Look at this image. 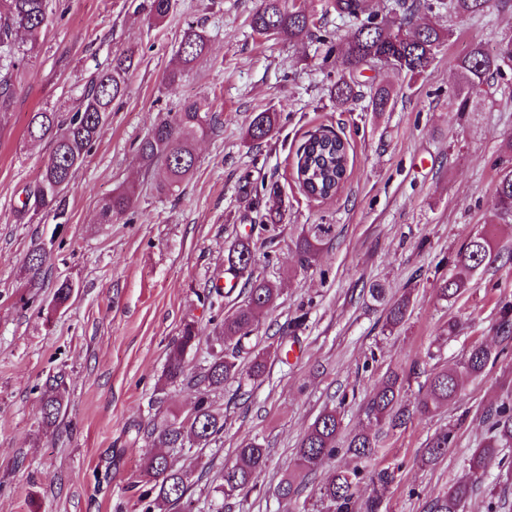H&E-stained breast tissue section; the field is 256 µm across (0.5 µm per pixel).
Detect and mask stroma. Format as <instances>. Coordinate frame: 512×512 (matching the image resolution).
<instances>
[{
  "label": "stroma",
  "instance_id": "35a3bbf8",
  "mask_svg": "<svg viewBox=\"0 0 512 512\" xmlns=\"http://www.w3.org/2000/svg\"><path fill=\"white\" fill-rule=\"evenodd\" d=\"M149 2L49 0L53 23L0 119V512H142L141 467L156 450L149 431L185 417L197 396L187 384L158 392L170 344L184 323L195 322L202 334L189 366L207 360L215 326L244 302L245 283L225 288L215 307L203 305L201 295L223 279L231 244L271 209L283 218L266 232L253 268L280 289L252 333L266 372L213 395L224 415L216 443L167 453L189 477L193 508L208 512L225 466L244 439L256 437L270 450L257 487L224 512H329L320 488L332 471L353 467L343 452L303 480L297 499L273 494L316 416L339 408L340 436L348 438L365 424L364 405L387 372L407 375L401 397L412 408L433 369L472 346L492 347L499 358L466 379L454 401L413 415L405 427L375 430L380 450L367 468H393L395 479L380 490L361 485L358 500L377 494L381 512H430L438 493L467 478L469 460L488 436L487 409L512 395V340L501 328V308L512 305V218L493 208L497 175L512 167L504 143L512 135V99L502 94L512 71L494 78L470 111L456 109L457 61L473 46L492 53L512 37V9L493 6L478 18L419 10L416 23L452 29L451 41L415 79L384 67L358 71L361 95L340 108L330 90L352 28L324 15L325 0H304L316 36L298 42L253 32L250 17L261 0H175L158 26ZM192 24L209 35L210 57L164 88L162 74ZM126 49L135 52L128 93L64 190L63 217L22 214L51 147L26 139L31 113L71 110L93 72ZM383 85L394 99L387 111H372L370 98ZM194 96L210 100L223 127L194 142L197 164L182 193L159 195L160 168L140 164L136 147ZM265 111L279 113L278 128L266 141L246 144V126ZM322 128L348 140L349 166L335 197L314 200L299 187L295 162L300 145ZM273 182L276 197L267 192ZM127 186L138 192L134 206L101 223L102 203ZM306 224L333 227L308 263L295 248ZM479 233L494 236L499 259L478 269L461 296L442 299L440 280ZM39 244L50 256L34 281L26 261ZM65 279L74 292L56 311L53 295ZM375 283L388 298L411 295L406 323L390 334L369 295ZM300 315L303 325L292 329ZM59 377L63 412L48 427L42 395ZM448 428L455 440L445 455L422 463L429 439ZM501 455L502 466L488 470L465 512H495L493 488L506 500L496 512H512V448Z\"/></svg>",
  "mask_w": 512,
  "mask_h": 512
}]
</instances>
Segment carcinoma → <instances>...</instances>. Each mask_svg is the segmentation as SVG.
I'll return each instance as SVG.
<instances>
[{
  "label": "carcinoma",
  "instance_id": "1",
  "mask_svg": "<svg viewBox=\"0 0 512 512\" xmlns=\"http://www.w3.org/2000/svg\"><path fill=\"white\" fill-rule=\"evenodd\" d=\"M490 0H438V4L454 12L471 17L482 16ZM421 0H393L389 20L379 22L366 16V0H329L328 7L336 16L353 26L347 47L337 58L342 76L331 89L337 103L344 105L358 96L355 73L362 67L385 65L390 59L399 70L410 76L421 75L434 60L440 48L449 41L452 31L433 25L418 26L414 22ZM50 22L48 0H0V114L10 111L15 86L13 73L22 63L33 58L39 47L41 33ZM251 28L261 35H276L288 40H302L313 36V20L306 11L296 7L292 0H262L250 19ZM209 40L202 30L192 25L184 31L177 51L176 66L165 70L163 83L167 87L179 84L185 74L207 60ZM133 52L115 53L112 63L98 71L81 95L78 108L73 112L43 109L33 113L25 137L31 141L52 140V149L39 170L38 178L22 201L21 211L50 214L58 210L59 197L71 181L76 170L86 161L108 121L112 106L123 99L128 91ZM512 69V38L502 41L494 54L475 46L459 59L457 70L463 94L459 97L458 112L468 111L470 102L480 98L490 79ZM393 99L392 91L376 89L371 97L375 112L387 110ZM279 121L276 112H259L250 121L246 137L252 142L267 139ZM217 117L206 98L187 99L178 110L160 119L136 147L138 158L147 165L159 164L163 178L156 183L158 194L177 196L193 173L196 157L192 142L216 129ZM348 165L347 143L336 133H314L297 151L296 174L305 194L314 199H327L336 194L343 183ZM136 200L133 187L116 191L101 205L100 223L110 224L112 219L125 214ZM494 208L502 216H512V168L503 169L494 188ZM332 233L330 224H311L298 236L295 247L309 261L322 249ZM264 242L249 235L235 241L224 262V275L233 279L246 278L247 296L244 303L224 316L220 323L218 347L212 350L210 360L197 371H190L187 355L196 346L198 327L186 323L180 336L174 340L164 373L165 382H188L198 388L196 401L184 419L165 423L157 433L160 446L165 448H204L219 439L224 432V416L215 408L212 393L224 389V384L238 379L257 380L262 377L265 361L251 357L250 335L259 316L273 306L279 288L269 280L252 275L258 250ZM498 258L494 239L477 234L457 252L454 259L456 272L439 283L440 296L453 299L468 288L470 277L479 268ZM373 300L385 309L384 327L393 330L404 324L408 316L410 297L406 294L396 300L386 299L385 288L374 284L369 288ZM492 358V352L482 345L472 346L462 361L436 371L428 377L425 390L416 411L429 414L442 404L456 398L461 382L466 377L481 374ZM250 364L242 367V361ZM403 380L392 372L374 390L365 406V417L370 426L382 424L400 428L412 418L413 412L402 404ZM63 402L56 395L42 401L44 422L51 425L62 412ZM488 433L484 446L475 450L471 459L470 476L433 500L430 512H464L466 502L476 486L482 482L488 468L496 464L500 452L512 447V399L507 398L489 408L485 415ZM341 421L334 409L320 413L310 425L296 448V472L283 479L276 488L280 499L297 497V479L320 469L336 454V438ZM451 429L436 433L425 449V461L431 463L445 454L454 442ZM378 451L376 436L362 430L350 436L346 453L357 464L343 471L333 472L322 488V498L332 512H379L381 499L372 497L356 505L355 491L368 480L385 487L394 479L388 469L378 472L365 470V462ZM268 448L258 439L242 441L233 463L224 467L222 482L215 487L221 499L211 512H224V502L248 493L257 474L266 465ZM142 475L150 488L141 495L143 512L177 506L186 497L189 481L186 474L172 468L167 456L155 453L145 459Z\"/></svg>",
  "mask_w": 512,
  "mask_h": 512
}]
</instances>
